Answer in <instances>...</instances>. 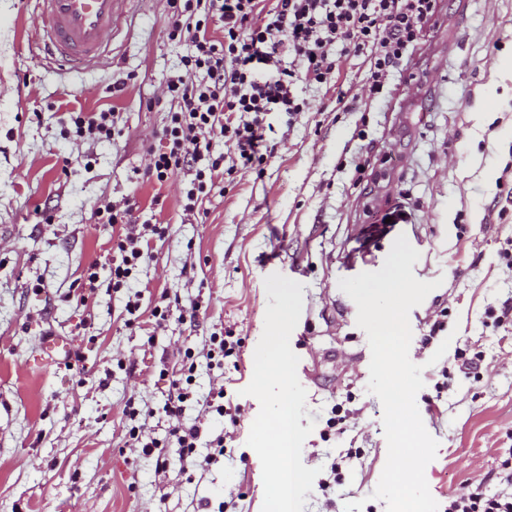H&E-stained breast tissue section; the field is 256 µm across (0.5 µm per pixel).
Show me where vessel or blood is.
Instances as JSON below:
<instances>
[{"mask_svg": "<svg viewBox=\"0 0 512 512\" xmlns=\"http://www.w3.org/2000/svg\"><path fill=\"white\" fill-rule=\"evenodd\" d=\"M121 0H37L43 17L41 42L46 54L74 65L97 68L108 60V37ZM72 338H43L38 364L71 356Z\"/></svg>", "mask_w": 512, "mask_h": 512, "instance_id": "b4317fda", "label": "vessel or blood"}]
</instances>
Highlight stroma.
Here are the masks:
<instances>
[{
	"label": "stroma",
	"instance_id": "35a3bbf8",
	"mask_svg": "<svg viewBox=\"0 0 512 512\" xmlns=\"http://www.w3.org/2000/svg\"><path fill=\"white\" fill-rule=\"evenodd\" d=\"M438 12L365 110L336 109L337 88L364 84L367 64L353 50L336 80L297 83L308 111L270 113L265 162L217 179L193 217L180 205L184 176L144 175L163 145L165 81L190 50L169 36V0H124L109 64L66 70L35 53V0H0V512H217L223 501L228 512H262V466L247 444L260 403L244 389L275 273L303 293L290 346L307 392L300 425L311 430L301 458L320 471L303 512H345L357 500L362 512H386L372 496L387 458L383 406L367 391L371 351L339 281L379 270L401 235L420 253L414 275L441 282L409 314V356L423 368L416 404L439 443L425 469L430 493L448 512L457 493L501 491L500 464L512 457V323H484L512 297V71L501 68L512 59V0H439ZM106 108L123 130L112 141L63 133L69 113ZM126 200L137 223L171 231L152 242L130 287L111 288L100 268L94 295L76 306L72 282L111 246L96 209ZM135 291L145 305L165 292L206 313L150 339L125 324ZM435 321L441 330L424 341ZM51 330L75 338L84 374L35 364ZM221 331L240 345L223 368L199 365L184 421L204 439L223 435L226 452L191 475L176 458L156 471L126 441L124 405L153 408L146 429L165 438L166 371ZM219 387L233 424L198 414Z\"/></svg>",
	"mask_w": 512,
	"mask_h": 512
}]
</instances>
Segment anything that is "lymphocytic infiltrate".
Instances as JSON below:
<instances>
[{
  "mask_svg": "<svg viewBox=\"0 0 512 512\" xmlns=\"http://www.w3.org/2000/svg\"><path fill=\"white\" fill-rule=\"evenodd\" d=\"M170 35L188 40L182 74L169 77L171 107L162 131L163 151L154 154L148 178L164 182L190 170L191 179L183 210L194 214L215 186L224 159L214 156L212 141L222 138L240 168L259 167L262 148L272 126L273 112L290 115L304 111L305 100L293 92L297 80L312 84L328 81L339 67L338 47H352L366 56L370 95L381 94L403 58L421 39L436 12L437 0H171ZM224 25L222 37L208 32L211 18ZM100 223L112 225L109 250L112 286L129 287L133 272L149 256L153 239L170 232L166 224H145L134 229L128 210L107 203L99 206ZM127 325L165 328L170 321L196 323L201 303L180 305L161 294L149 314L139 300L126 304ZM197 365L193 348H186L180 367L169 382L163 406L171 425L166 440L147 435L142 420L152 409L127 402L122 414L132 446L153 457L156 470H165L171 455L183 465L207 469L224 453L223 436L206 440L198 424H186L184 414L193 398L191 389Z\"/></svg>",
  "mask_w": 512,
  "mask_h": 512,
  "instance_id": "obj_1",
  "label": "lymphocytic infiltrate"
}]
</instances>
